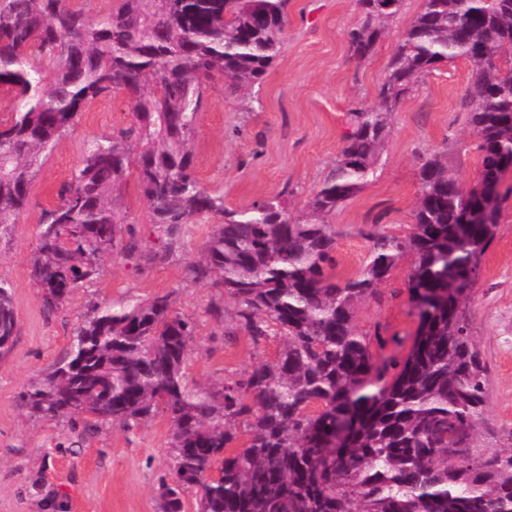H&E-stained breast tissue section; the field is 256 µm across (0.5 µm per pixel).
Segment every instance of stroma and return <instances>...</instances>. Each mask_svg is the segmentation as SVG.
<instances>
[{"mask_svg":"<svg viewBox=\"0 0 512 512\" xmlns=\"http://www.w3.org/2000/svg\"><path fill=\"white\" fill-rule=\"evenodd\" d=\"M422 4L403 0L372 54L360 61L346 42L359 17L357 0H288L282 49L259 89L260 107L248 109L242 94L221 80L205 86L193 148L199 179L223 191L230 209L287 191L288 211L299 215L340 153L351 112L374 101L393 50ZM471 83L466 60L443 62L399 103L374 177L331 218L340 232L338 275L361 268L368 245L361 229L375 224L397 237L409 232L420 157L445 155L460 183H473L476 138L461 108ZM132 120L133 105L121 92L88 107L44 159L26 211L0 238V275L13 284L18 316L14 343L0 356V512H162L160 486L175 475L165 412L127 430L89 425L84 415L41 420L20 405L29 380L66 356L92 306L170 295L175 310L196 325L186 367L193 384L237 380L279 354L280 336L256 345L232 320L214 321L209 309L224 302L223 290L186 279L184 263L198 257L212 231L209 219L192 225L167 261L144 264L112 255L93 284L75 289L59 309L43 308L30 276L42 213L56 203L86 142ZM503 185L508 192L498 199L497 235L483 256L469 305L471 333L489 379L484 443L492 450L512 448V172ZM115 207L135 226L144 252L160 248L163 240L135 177L123 183ZM410 265L403 258L377 299L356 310L358 332L387 341L375 351L380 361H402L413 345L418 318L406 288Z\"/></svg>","mask_w":512,"mask_h":512,"instance_id":"stroma-1","label":"stroma"}]
</instances>
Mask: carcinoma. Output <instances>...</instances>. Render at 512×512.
<instances>
[{
	"label": "carcinoma",
	"mask_w": 512,
	"mask_h": 512,
	"mask_svg": "<svg viewBox=\"0 0 512 512\" xmlns=\"http://www.w3.org/2000/svg\"><path fill=\"white\" fill-rule=\"evenodd\" d=\"M90 20L66 0H0V234L18 223L46 156L91 103L123 91L133 121L85 144L44 212L31 278L47 310L100 275L114 253L135 257L136 229L112 194L135 170L166 260L189 224L221 217L187 279L224 289L231 319L255 344L271 333L269 363L219 385H189L195 324L168 295L93 306L70 355L21 394L31 415H88L128 428L164 405L175 481L163 512H512V449L481 442L489 382L466 310L498 228L491 204L512 168V0H423L397 43L373 104L351 114L344 146L293 218L286 192L237 210L195 175L192 157L206 83L262 84L279 55L288 0H115ZM403 0H358L346 33L368 57ZM464 59L474 81L462 101L480 168L465 188L441 156L423 160L410 233L359 230L361 271L340 278L330 217L374 174L391 117L418 80ZM413 258V346L389 373L354 324L402 258ZM13 286L0 276V340L14 337ZM247 436L242 448L233 444ZM218 466V477L210 474Z\"/></svg>",
	"instance_id": "cac0c4a2"
}]
</instances>
